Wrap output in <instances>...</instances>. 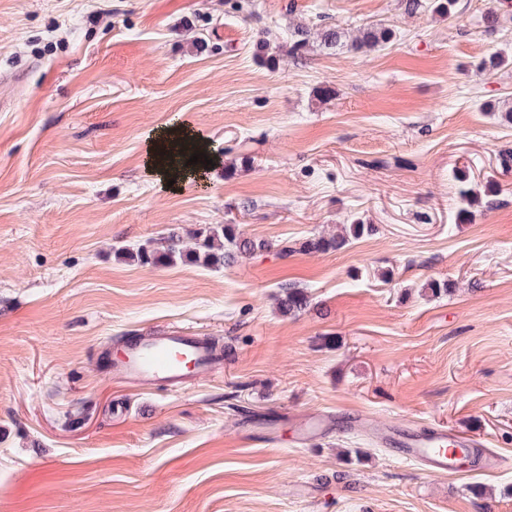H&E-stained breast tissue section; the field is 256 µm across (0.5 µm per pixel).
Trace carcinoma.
<instances>
[{
	"label": "carcinoma",
	"instance_id": "obj_1",
	"mask_svg": "<svg viewBox=\"0 0 512 512\" xmlns=\"http://www.w3.org/2000/svg\"><path fill=\"white\" fill-rule=\"evenodd\" d=\"M512 0H497V5L489 8L482 16V23L486 30L495 31L500 20V10L511 8ZM310 29L299 27L292 34L291 50L294 55L300 56L308 43ZM394 37V30L388 27H369L362 32V36L352 41V46H381L390 42ZM321 42L328 48H336L344 43V32L335 26H329L320 32ZM454 178L460 183L459 193L463 201L469 206L478 205L491 209L494 206L495 186L486 182L481 193H476L469 186L468 177L462 172L454 173ZM372 231L368 224H351L348 232L342 236L332 238L315 237L302 243L301 249L306 252H328L339 250L346 246L349 239H358ZM191 245H186L182 236L175 232L163 238L158 247L137 248L122 247L118 249V257L129 259L141 265L159 266L173 263L177 260H189L209 268L229 266L239 258L250 256L257 252L271 249L272 244L266 240H254L241 236L234 225L225 224L205 226L197 229L190 236ZM280 310L285 315H296L310 304L307 293L291 284L282 286V295L279 299Z\"/></svg>",
	"mask_w": 512,
	"mask_h": 512
}]
</instances>
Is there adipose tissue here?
Listing matches in <instances>:
<instances>
[{
	"label": "adipose tissue",
	"mask_w": 512,
	"mask_h": 512,
	"mask_svg": "<svg viewBox=\"0 0 512 512\" xmlns=\"http://www.w3.org/2000/svg\"><path fill=\"white\" fill-rule=\"evenodd\" d=\"M180 137L193 142L201 150H208L207 141L197 132L193 131L187 124L180 121H172L149 134L146 140L145 168L149 175L153 176L160 184L175 182L176 186L196 180H205L208 172L204 166H190L179 171H171L164 165L161 157L162 145L171 137Z\"/></svg>",
	"instance_id": "ef3b65f1"
}]
</instances>
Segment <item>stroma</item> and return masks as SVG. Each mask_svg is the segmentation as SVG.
<instances>
[{"label": "stroma", "mask_w": 512, "mask_h": 512, "mask_svg": "<svg viewBox=\"0 0 512 512\" xmlns=\"http://www.w3.org/2000/svg\"><path fill=\"white\" fill-rule=\"evenodd\" d=\"M490 5L0 0V512H512V124L486 110L512 106V61L475 69L512 58V13L486 31ZM373 23L394 40L320 42ZM176 119L217 163L172 192L144 154ZM459 169L499 190L463 224ZM358 222L373 233L300 249ZM217 224L274 247L217 270L115 255ZM173 331L218 342L223 371L108 375V350ZM318 415L334 427L302 438ZM394 426L506 464L430 473ZM281 288L283 294L279 299V304L284 315L295 316L310 304V298L304 290L291 284H285Z\"/></svg>", "instance_id": "obj_1"}]
</instances>
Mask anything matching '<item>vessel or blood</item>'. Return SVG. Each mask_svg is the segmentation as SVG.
<instances>
[{
    "mask_svg": "<svg viewBox=\"0 0 512 512\" xmlns=\"http://www.w3.org/2000/svg\"><path fill=\"white\" fill-rule=\"evenodd\" d=\"M223 363V352L211 349L204 338L182 332L134 338L113 361L112 370L116 376L138 383L162 382L178 387L187 382L191 372H204ZM386 438L401 458L421 462L432 473L450 471L453 459L447 447L451 444L467 449L478 470L493 472L504 465L501 456L481 448L479 443L443 430L393 428Z\"/></svg>",
    "mask_w": 512,
    "mask_h": 512,
    "instance_id": "obj_1",
    "label": "vessel or blood"
}]
</instances>
